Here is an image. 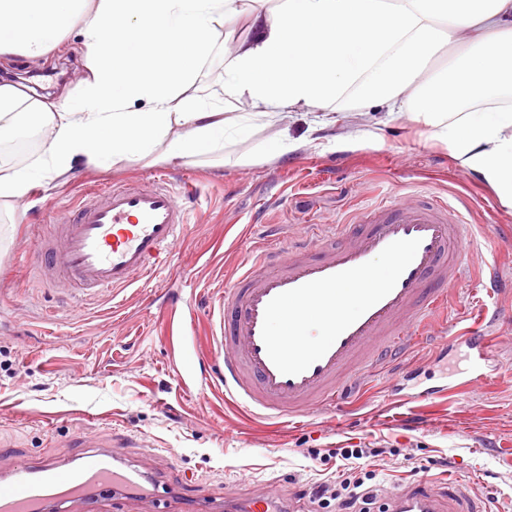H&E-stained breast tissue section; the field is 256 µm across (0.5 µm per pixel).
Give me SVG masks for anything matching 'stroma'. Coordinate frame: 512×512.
Here are the masks:
<instances>
[{"label": "stroma", "instance_id": "1", "mask_svg": "<svg viewBox=\"0 0 512 512\" xmlns=\"http://www.w3.org/2000/svg\"><path fill=\"white\" fill-rule=\"evenodd\" d=\"M83 45L70 34L47 56H0V80L34 71L47 98L81 97ZM383 110L361 117L358 145L324 133L309 134L311 118L298 115L287 133V155L265 159L279 127L254 126L247 138L230 135L225 152L254 157L249 166L216 165L199 157L172 166L133 159L110 169L75 168L24 198L0 204V452L30 461L74 454L72 431L89 426L114 433L115 454L150 458L165 484L181 488L192 477L216 500L264 494L281 484L287 512H315L312 489L337 479L336 448H377L360 468L376 471V494L421 477L463 483L481 512H512V375L494 374L476 393L418 402L415 424L391 425L397 405L388 383L375 378L346 416L320 413L291 422L265 421L226 405L217 391L186 396L176 391L171 332L159 309L176 291L212 293L232 283L256 244L253 219L298 229L307 223L343 224L354 204L383 197L435 192L469 198L477 241L496 244L512 228V212L476 175L460 168L446 145L427 138L424 126L388 122ZM189 176L200 194L190 203L193 233L174 248L177 280L163 270L148 286L87 306L61 303L22 266L37 252V235L80 204L89 189L124 180ZM470 352L449 354L420 347L405 366L418 388L450 385L469 365ZM171 404L170 412L160 410Z\"/></svg>", "mask_w": 512, "mask_h": 512}]
</instances>
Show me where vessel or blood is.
I'll list each match as a JSON object with an SVG mask.
<instances>
[{
  "label": "vessel or blood",
  "mask_w": 512,
  "mask_h": 512,
  "mask_svg": "<svg viewBox=\"0 0 512 512\" xmlns=\"http://www.w3.org/2000/svg\"><path fill=\"white\" fill-rule=\"evenodd\" d=\"M465 198L448 202L383 198L356 207L347 224L280 237L275 225L262 233L232 287L209 310L213 347L208 367L180 345L174 380L184 393L217 389L225 401L264 418L306 417L338 411L352 384L387 376L390 358L425 338L441 337L444 349L466 343L474 352L471 373L455 389L475 392L491 354H511L512 342L493 336L498 314L481 304L470 323L449 331L448 297L464 272L485 275L488 298L499 283L465 219ZM190 234L188 211L169 179L158 176L106 187L72 209L43 234L33 265L49 286L74 302L103 299L173 267L174 245ZM353 295L351 311L338 303ZM199 302L177 293L159 310L184 321ZM78 453L45 457L0 470V512H99L120 503L124 490L151 481L144 463L113 455L99 431L77 429ZM457 483L434 490L391 491L385 512H477Z\"/></svg>",
  "instance_id": "vessel-or-blood-1"
}]
</instances>
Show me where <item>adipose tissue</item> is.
Wrapping results in <instances>:
<instances>
[{
	"instance_id": "obj_1",
	"label": "adipose tissue",
	"mask_w": 512,
	"mask_h": 512,
	"mask_svg": "<svg viewBox=\"0 0 512 512\" xmlns=\"http://www.w3.org/2000/svg\"><path fill=\"white\" fill-rule=\"evenodd\" d=\"M0 0V55L36 59L80 28L87 75L73 108L0 84V144L41 135L42 162L0 156V202L24 197L75 167L133 158L180 165L220 152L252 123L316 112L354 96L393 120L424 124L461 167L512 211V108L488 103L512 90V0ZM247 31L224 67L223 103L197 85L212 37L238 13ZM464 53L447 63L448 43Z\"/></svg>"
}]
</instances>
